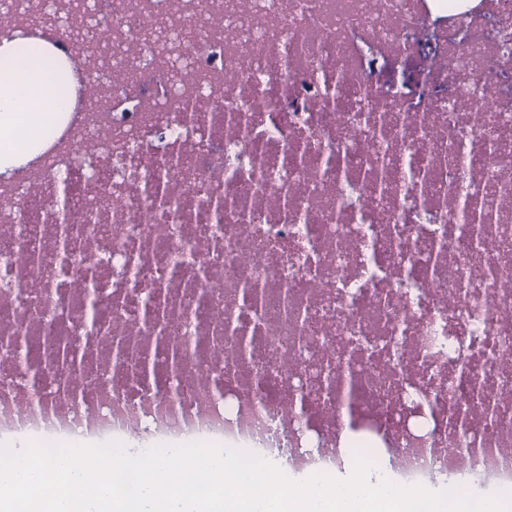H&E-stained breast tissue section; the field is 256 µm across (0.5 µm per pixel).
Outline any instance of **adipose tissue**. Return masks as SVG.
Instances as JSON below:
<instances>
[{
  "label": "adipose tissue",
  "instance_id": "ef3b65f1",
  "mask_svg": "<svg viewBox=\"0 0 512 512\" xmlns=\"http://www.w3.org/2000/svg\"><path fill=\"white\" fill-rule=\"evenodd\" d=\"M32 79L27 53L0 45V163L8 154H30L42 143L45 116L61 111L63 101L36 99L27 86Z\"/></svg>",
  "mask_w": 512,
  "mask_h": 512
}]
</instances>
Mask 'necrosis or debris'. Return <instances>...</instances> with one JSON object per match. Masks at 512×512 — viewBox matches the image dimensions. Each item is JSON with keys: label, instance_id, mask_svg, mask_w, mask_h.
Returning a JSON list of instances; mask_svg holds the SVG:
<instances>
[{"label": "necrosis or debris", "instance_id": "4bbe7bcc", "mask_svg": "<svg viewBox=\"0 0 512 512\" xmlns=\"http://www.w3.org/2000/svg\"><path fill=\"white\" fill-rule=\"evenodd\" d=\"M96 0L105 109L47 138V172L0 185V434L66 445L231 441L335 475L347 408L398 438L397 484L512 485V0L451 7L448 94L410 111L378 61L413 59L432 0ZM9 27L55 45L72 0H23ZM21 9V10H22ZM337 101L327 106V91ZM161 180L165 201L145 190ZM72 196L58 204V187ZM230 206L223 221L214 196ZM474 197L488 224L460 205ZM262 291L259 305L243 289ZM139 337L154 370L115 375L78 302ZM187 348H155L145 303ZM69 344L84 371L14 364ZM247 341L254 355L226 359ZM354 366L353 387L337 382Z\"/></svg>", "mask_w": 512, "mask_h": 512}]
</instances>
